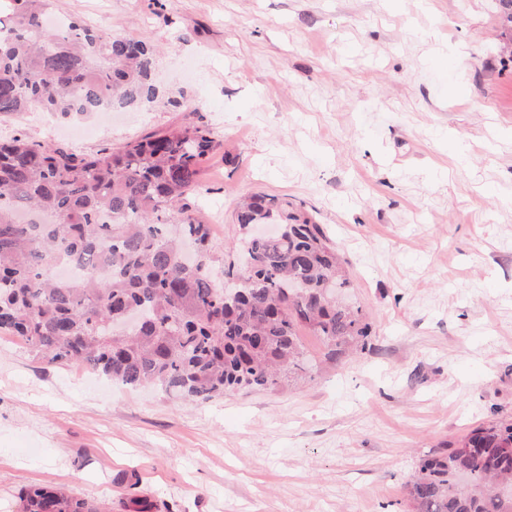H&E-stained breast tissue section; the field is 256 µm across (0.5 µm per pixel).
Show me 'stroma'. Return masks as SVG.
Instances as JSON below:
<instances>
[{"label":"stroma","mask_w":512,"mask_h":512,"mask_svg":"<svg viewBox=\"0 0 512 512\" xmlns=\"http://www.w3.org/2000/svg\"><path fill=\"white\" fill-rule=\"evenodd\" d=\"M52 14L157 48L153 101L0 119L92 154L207 125L189 203L262 193L322 224L371 348L327 361L300 328L290 384L191 403L45 368L0 335V512L60 487L112 512H412L424 455L512 425V23L499 0H52Z\"/></svg>","instance_id":"1"}]
</instances>
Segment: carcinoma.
I'll use <instances>...</instances> for the list:
<instances>
[{"label":"carcinoma","instance_id":"carcinoma-1","mask_svg":"<svg viewBox=\"0 0 512 512\" xmlns=\"http://www.w3.org/2000/svg\"><path fill=\"white\" fill-rule=\"evenodd\" d=\"M51 0H8L0 15V116L40 108L95 112L137 103L152 64L144 40L111 38ZM215 148L203 126L76 155L15 135L0 140V334L22 336L50 365L81 364L112 382L207 402L276 388L304 368L299 326L332 361L366 349L371 325L335 295L350 287L323 227L288 202L238 203L242 232L224 280L209 225L188 198ZM74 264L75 281L45 275ZM512 425L421 460L414 512H512ZM468 476L466 484L461 475ZM20 512H100L61 489L30 487Z\"/></svg>","mask_w":512,"mask_h":512}]
</instances>
